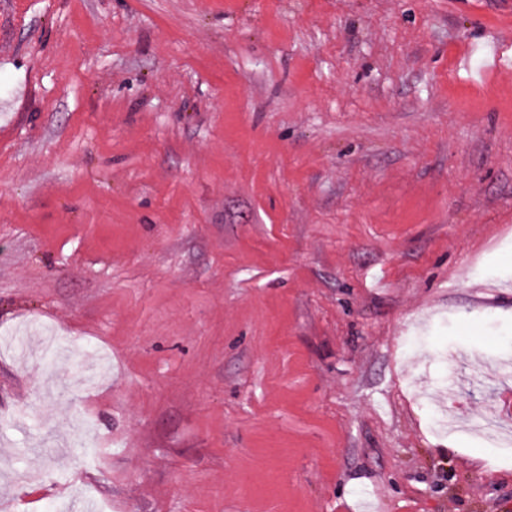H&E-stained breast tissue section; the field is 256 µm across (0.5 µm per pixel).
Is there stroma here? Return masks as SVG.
<instances>
[{
  "mask_svg": "<svg viewBox=\"0 0 512 512\" xmlns=\"http://www.w3.org/2000/svg\"><path fill=\"white\" fill-rule=\"evenodd\" d=\"M512 0H0V512H512Z\"/></svg>",
  "mask_w": 512,
  "mask_h": 512,
  "instance_id": "35a3bbf8",
  "label": "stroma"
}]
</instances>
